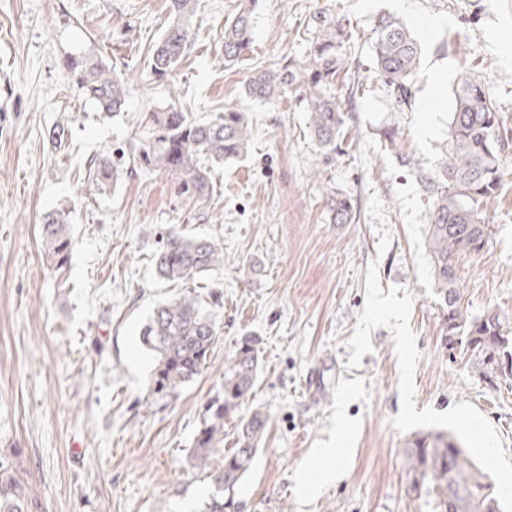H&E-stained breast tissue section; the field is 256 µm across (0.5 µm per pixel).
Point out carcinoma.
Instances as JSON below:
<instances>
[{
  "label": "carcinoma",
  "instance_id": "carcinoma-1",
  "mask_svg": "<svg viewBox=\"0 0 512 512\" xmlns=\"http://www.w3.org/2000/svg\"><path fill=\"white\" fill-rule=\"evenodd\" d=\"M172 24L152 50L151 73L170 75L191 47L190 27L196 0H168ZM264 0H241L238 10L224 24V61L244 57L251 48L254 19ZM354 34L330 8L311 19L300 59L282 55L255 68L244 88L245 95L264 105H274L294 87L301 88L309 112V128L327 153L338 151V142L358 137L341 107V97L352 102L380 83L392 100L409 105L414 96V77L421 47L410 29L391 15L377 19L372 31L373 70L360 79L349 77L348 56ZM70 80L79 94L99 111L116 114L127 98L123 75L106 60L87 49L64 60ZM147 136L138 145L140 167L161 171L174 179L177 196L202 203L213 192L215 168L243 157L251 128L237 109L224 108L212 118H189L179 102L164 112H150ZM512 148V129L487 95L483 84L466 73L453 88L448 142L435 170H420L405 155V165L418 171L423 192L431 200L428 247L439 288L448 355L468 358L470 365L490 385L512 380V329L500 315L468 314L461 305L463 291L457 260L478 255L491 231L483 210L498 196L501 184L499 158ZM122 164L110 154L90 161L89 178L105 188L118 182ZM331 221L352 219V200L338 192L326 194ZM41 243L50 267L65 270L72 238L68 214L53 210L42 217ZM159 280L182 286L184 291L160 304L140 332V340L155 358L149 396L163 399L176 395L207 368L219 339V319L224 294L215 287L204 299L195 285L211 278L224 266L223 243L211 237L189 236L176 226L162 235L153 258ZM260 370L258 339L243 336L231 352L224 372L221 395L204 406L203 419L194 442L195 466L207 471L213 489L205 512H224V496L230 495L250 471L259 444L268 429V416L254 410L242 416ZM238 420L236 448L224 455V465L209 468L210 454L224 444V422ZM409 476V490L418 482L437 489L449 487L452 501L445 512H503V504L490 476L473 461L460 439L448 431L420 432L402 448ZM33 500L27 483L11 464L0 461V512H31Z\"/></svg>",
  "mask_w": 512,
  "mask_h": 512
}]
</instances>
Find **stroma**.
<instances>
[{"label": "stroma", "instance_id": "35a3bbf8", "mask_svg": "<svg viewBox=\"0 0 512 512\" xmlns=\"http://www.w3.org/2000/svg\"><path fill=\"white\" fill-rule=\"evenodd\" d=\"M329 5L358 33L356 74L372 66L380 15L401 18L423 48L411 108L373 87L354 105L356 143L330 158L298 90L273 106L244 94L257 65L301 57L300 35ZM237 6L197 0L191 49L158 80L148 63L168 0H0V459L25 478L37 512H202L210 483L193 465L194 436L235 342L251 333L262 367L245 407L265 411L269 429L224 512H436L434 493L410 494L401 456L414 432L434 429L457 435L512 512V381L490 385L449 359L428 199L400 162L434 170L465 71L512 127V0H265L250 50L228 66L224 23ZM78 46L124 73L123 112L104 116L73 87L62 61ZM174 100L197 119L227 107L249 118L246 159L217 168L201 203L133 160L145 114ZM106 152L124 174L102 191L89 162ZM499 168L503 190L484 211L493 235L460 261L462 305L512 318V151ZM333 190L351 198L352 223H330ZM63 208L73 246L60 277L39 224ZM172 224L224 244L212 276L224 292L222 337L192 384L156 401L140 330L171 295L151 258ZM336 442L341 478L304 497L302 469Z\"/></svg>", "mask_w": 512, "mask_h": 512}]
</instances>
